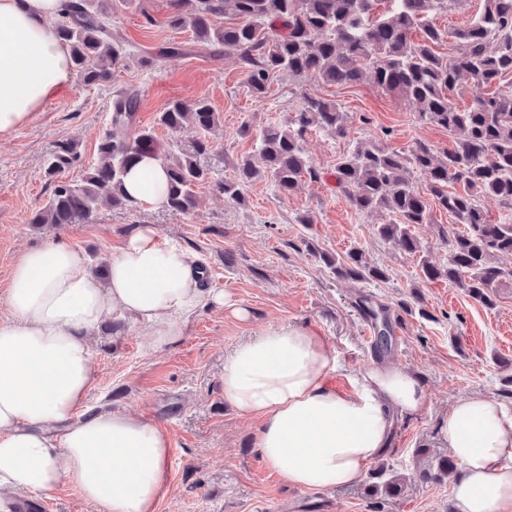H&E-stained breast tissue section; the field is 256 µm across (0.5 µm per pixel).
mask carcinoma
<instances>
[{
	"instance_id": "1",
	"label": "carcinoma",
	"mask_w": 512,
	"mask_h": 512,
	"mask_svg": "<svg viewBox=\"0 0 512 512\" xmlns=\"http://www.w3.org/2000/svg\"><path fill=\"white\" fill-rule=\"evenodd\" d=\"M383 0H173L166 22L190 29L195 39L215 49L236 54L246 70L251 93H265L281 73L314 76L327 84L354 85L368 74L378 88L414 104L418 120L458 134L448 148L438 151L418 140L406 152L378 141L356 144L336 165V188L359 212L377 213L385 222L375 233L405 253L419 252L411 227L429 223L431 205L445 210L463 226L444 234L448 264L421 260L429 281L444 279L484 307L496 304L499 291L512 285V269L496 262L512 255V224L494 218L482 205L493 198L512 210V0H483L480 14L451 32L427 21L444 0H392L381 13ZM130 0H65L56 22L57 37L69 48L70 69L85 85L112 79V71L129 57L127 45L112 31L116 7ZM231 15L235 22L217 27L213 19ZM421 29V39L413 32ZM452 38L453 52L442 57L435 46ZM471 79L470 102L461 111L450 97L461 77ZM139 93L127 87L115 95L109 122L125 130L119 138L105 133L94 161L86 164L78 144H58L44 162L52 189L45 206L32 214L31 224H88L98 207H131L124 190L127 171L144 158L159 161L167 181L162 204L183 214L198 207L197 189L207 185L239 204L243 189L264 179L277 193L290 194L299 180L319 179L305 155L304 134L312 127L337 138L349 134L348 115L335 102L306 97L285 125L269 123L257 130L246 124L242 133L255 137L256 164L247 156L235 166V176L216 178L201 157L217 148L219 116L209 101H172L158 115L171 132L186 123L203 136L185 146L160 143L153 130L137 123ZM83 167L72 183L59 177L71 167ZM428 183L432 200L416 189L411 175ZM458 184L461 190L450 191ZM307 251L333 270L339 279L373 283L387 279L357 249L334 258L306 243ZM455 471L454 460L442 456L436 472L421 478L437 482Z\"/></svg>"
}]
</instances>
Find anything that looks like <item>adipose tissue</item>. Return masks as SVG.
Returning a JSON list of instances; mask_svg holds the SVG:
<instances>
[{"label":"adipose tissue","mask_w":512,"mask_h":512,"mask_svg":"<svg viewBox=\"0 0 512 512\" xmlns=\"http://www.w3.org/2000/svg\"><path fill=\"white\" fill-rule=\"evenodd\" d=\"M62 0H0V136L32 120L68 80L69 51L53 22ZM165 170L144 159L125 178L135 203H158ZM98 283L82 254L51 240L22 252L0 299V486L49 493L64 479L103 512H155L166 483L169 434L144 417L94 410L92 349L101 324L122 310L145 325L152 348L177 343L189 317L224 303L201 285L200 264L179 243L142 225L107 259ZM334 360L323 337L280 323L238 346L224 364V399L260 419L265 464L306 490L364 480L389 444L392 414L426 403L413 372L366 368L354 393L330 382ZM459 465L458 512H512V408L474 394L440 425Z\"/></svg>","instance_id":"adipose-tissue-1"}]
</instances>
